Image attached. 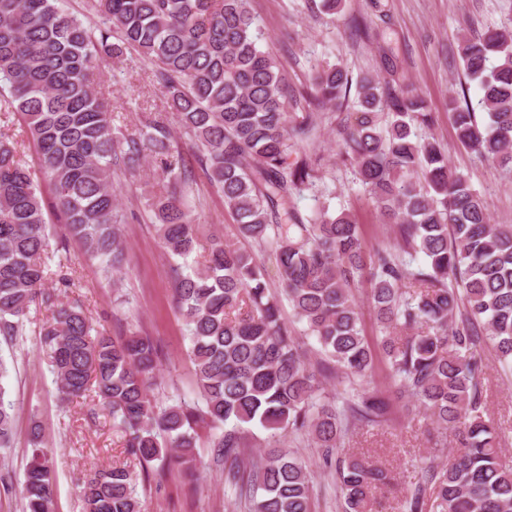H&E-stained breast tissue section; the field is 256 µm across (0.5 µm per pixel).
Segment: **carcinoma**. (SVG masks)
Returning a JSON list of instances; mask_svg holds the SVG:
<instances>
[{
  "instance_id": "1",
  "label": "carcinoma",
  "mask_w": 512,
  "mask_h": 512,
  "mask_svg": "<svg viewBox=\"0 0 512 512\" xmlns=\"http://www.w3.org/2000/svg\"><path fill=\"white\" fill-rule=\"evenodd\" d=\"M103 25L68 12L61 0H0V112L17 115L53 186L55 206L86 255L114 270L124 241L113 167L150 160L163 191L149 204L167 255L197 256L174 268L175 294L188 327L198 402L166 406L148 397L158 353L148 336L92 333L82 307L45 287L49 270L41 196L0 132V336L22 335L31 305L52 317L40 333L63 399L95 394L126 433L143 472L154 461L195 467L196 427L224 463V483L247 512H312L311 476L277 432L309 436L334 468L344 512H371L385 471L339 446L359 424L387 421L388 402L373 387L375 356L398 392L417 400L436 431L461 449L448 463L420 467L399 512H512V467L501 462L505 428L482 405V338L512 373V224L490 222L468 179L448 168L433 138L419 135L431 113L418 95L392 93L379 78L354 81L339 66L312 77L304 113L288 111L275 59L259 46L250 0H94ZM466 84L448 99L457 141L512 172V30L457 36ZM135 53L151 66L208 179L234 215L237 235L268 255L286 299L325 356L312 363L271 294L266 268L220 238L200 245L185 204L192 183L167 117L113 127L111 105L94 80L104 58ZM486 114L478 119L469 83ZM343 156L373 203L399 225L395 251L367 254L359 224L321 206L305 220L288 207L313 185L308 155L291 158L288 141H309L316 111L348 106ZM391 112L386 127L379 114ZM422 173L423 181L415 179ZM380 326L376 346L363 334L353 291L363 282ZM416 283L406 298L401 288ZM340 389L327 397L323 384ZM272 431L257 463L240 458L244 426ZM12 417L0 405V448L10 447ZM23 488L24 512H52L54 490L38 423ZM83 512H142L124 467L98 469L82 488Z\"/></svg>"
}]
</instances>
